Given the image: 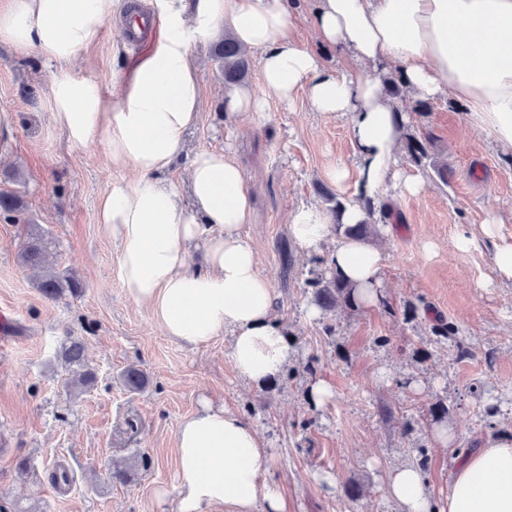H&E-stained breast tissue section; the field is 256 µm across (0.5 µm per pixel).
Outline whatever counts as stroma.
I'll use <instances>...</instances> for the list:
<instances>
[{"mask_svg":"<svg viewBox=\"0 0 512 512\" xmlns=\"http://www.w3.org/2000/svg\"><path fill=\"white\" fill-rule=\"evenodd\" d=\"M294 4L301 41L326 66L349 72L341 53L310 37L315 0ZM125 28L124 15L113 16L93 52L90 72L108 91L126 58L144 50ZM214 45L194 47L202 119L166 178L186 188L189 161L205 150H224L242 168L253 201L243 235L274 288L291 338L288 366L266 385L251 384L234 366L230 334L191 348L131 301L118 277L120 245L102 232L96 210L107 187L133 183L134 172L111 167L100 141L72 144L56 126L47 95L59 64L1 42L0 111L16 121L0 137L10 146L0 189L15 188L24 211L18 221L0 214V306L12 308L18 326L13 340L0 342V512H177L175 435L206 405L256 426L288 512H398L386 492L389 473L422 453L427 491L438 501L455 449L512 439V282L498 283L486 240L466 251L456 244L462 228L492 217L497 236L512 242V151L470 124L454 99L422 112L406 99L405 135L433 133L429 151L447 162L448 179L401 151V166L419 169L425 188L387 192L395 225L377 222L372 239L385 255L381 302L309 318L313 284L330 268L324 254L296 244L288 225L299 207L328 209L326 194L350 201L352 186L326 175L330 165H355L350 119L314 112L301 95L284 102L268 94L255 66L244 84L265 97V111L226 118ZM13 169L23 175L16 185L7 177ZM31 222L51 241L47 265L72 270L78 291L46 298L37 271L19 263ZM439 320L451 329L441 341L431 333ZM72 336L97 376L76 397L61 361ZM131 366L147 379L134 392L119 380ZM319 379L332 389L324 402L310 392ZM435 403L447 410L443 422L429 414ZM441 425L451 445L437 441ZM59 464L73 476L65 492L51 481ZM115 468L128 472L127 482L110 479Z\"/></svg>","mask_w":512,"mask_h":512,"instance_id":"obj_1","label":"stroma"}]
</instances>
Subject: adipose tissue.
<instances>
[{
  "label": "adipose tissue",
  "mask_w": 512,
  "mask_h": 512,
  "mask_svg": "<svg viewBox=\"0 0 512 512\" xmlns=\"http://www.w3.org/2000/svg\"><path fill=\"white\" fill-rule=\"evenodd\" d=\"M159 33L123 72L120 91L67 70L95 46L121 0H10L0 10V41L61 65L49 91L55 124L73 144L99 138L113 166L132 168V184L101 196L97 222L119 240L118 276L129 298L148 308L167 336L191 347L230 332L232 360L256 385L279 377L288 362V332L275 315L270 281L243 236L251 201L237 163L221 151L189 162L192 209L163 175L185 150L184 135L201 119L202 92L192 48L231 32L257 52L267 91L282 100L303 94L313 111L350 115L355 170L329 167L336 184L353 183L357 199L343 221L366 220L363 201L380 204L392 185L418 194L424 181L398 164L403 115L387 95L383 73L398 67L417 97H452L468 119L512 150V0H319L313 29L354 65L327 67L294 35L284 0H151ZM297 244L318 251L331 232L327 214L296 209L289 226ZM202 242L200 267L190 247ZM383 251L345 239L327 257L356 302L381 298ZM178 512H287L267 478L269 455L255 426L236 412L204 407L177 429ZM386 491L399 512H512V442L503 440L459 458L441 502L427 493L422 470L404 464Z\"/></svg>",
  "instance_id": "ef3b65f1"
}]
</instances>
